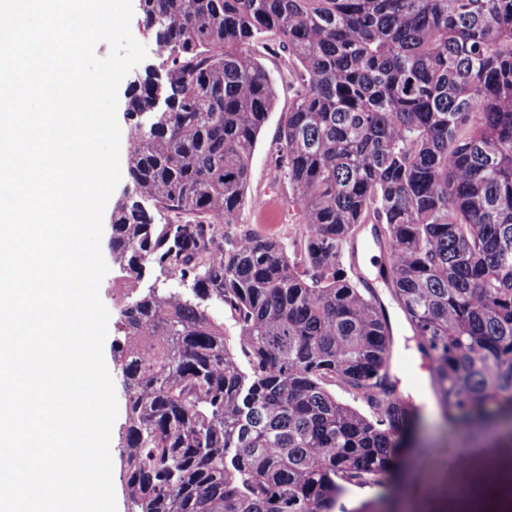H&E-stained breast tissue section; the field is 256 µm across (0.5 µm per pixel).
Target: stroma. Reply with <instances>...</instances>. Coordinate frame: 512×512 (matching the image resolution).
<instances>
[{"label": "stroma", "mask_w": 512, "mask_h": 512, "mask_svg": "<svg viewBox=\"0 0 512 512\" xmlns=\"http://www.w3.org/2000/svg\"><path fill=\"white\" fill-rule=\"evenodd\" d=\"M260 60L276 89V101L262 128L251 159L250 180L245 188L239 212L240 223L270 232L285 241H292L299 232L296 207L290 205L291 190L287 180L277 171L274 152L282 112L288 111L294 100L293 78L283 57L262 53ZM121 284L117 265L111 264L101 281L99 296L110 308L111 321L103 344V355L114 385H121L119 365L112 345L119 339L116 322L118 308L112 305V290ZM392 328L391 373L399 382L400 391L420 409V419L413 428L408 443L407 463L399 469L388 490L392 506L403 512H453L443 492L458 479L446 463L449 449L467 446L472 449L473 464L470 484H478L482 466L489 458L512 463V437L477 436L466 430L450 427L435 399L429 373L416 349L413 332L396 306H389Z\"/></svg>", "instance_id": "1"}]
</instances>
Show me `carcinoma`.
<instances>
[{
  "mask_svg": "<svg viewBox=\"0 0 512 512\" xmlns=\"http://www.w3.org/2000/svg\"><path fill=\"white\" fill-rule=\"evenodd\" d=\"M138 23L112 258L191 281L239 335L170 289L121 307L128 512H347L382 484L419 408L379 284L452 427L512 416V0H139ZM260 48L294 62L289 245L238 224L276 99ZM365 224L372 277L345 267Z\"/></svg>",
  "mask_w": 512,
  "mask_h": 512,
  "instance_id": "obj_1",
  "label": "carcinoma"
}]
</instances>
